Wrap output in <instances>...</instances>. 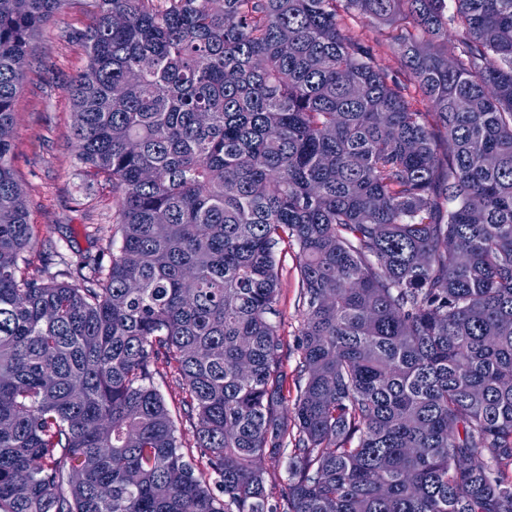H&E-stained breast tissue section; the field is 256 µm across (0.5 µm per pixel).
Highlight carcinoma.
Returning a JSON list of instances; mask_svg holds the SVG:
<instances>
[{
    "instance_id": "1",
    "label": "carcinoma",
    "mask_w": 512,
    "mask_h": 512,
    "mask_svg": "<svg viewBox=\"0 0 512 512\" xmlns=\"http://www.w3.org/2000/svg\"><path fill=\"white\" fill-rule=\"evenodd\" d=\"M69 2L0 0V512H512V0H93L73 135L122 245L60 280L29 271L12 154ZM281 242L306 298L291 412ZM343 30L352 31L363 34L368 38L372 44L379 42L380 46L378 61L383 66L392 71H397L400 68V62L397 56L388 47L384 31L373 24L368 18L361 15L345 16L342 21ZM159 369L161 374L155 376L154 385L164 397L175 421L177 433L182 435L185 446H192L194 427L192 421L190 422L186 414L180 409L179 398L181 396L179 395H182L181 389L169 368L159 364Z\"/></svg>"
}]
</instances>
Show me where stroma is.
Here are the masks:
<instances>
[{"label":"stroma","instance_id":"1","mask_svg":"<svg viewBox=\"0 0 512 512\" xmlns=\"http://www.w3.org/2000/svg\"><path fill=\"white\" fill-rule=\"evenodd\" d=\"M89 23L88 7L69 5L41 33L15 105L13 164L40 246H54L72 262L88 252L107 262L121 246L112 187L90 176L78 157L68 93L72 79L86 66L78 35ZM275 259L282 272V291L271 320L284 343V394L292 400L300 384L298 344L304 302L298 249L279 244Z\"/></svg>","mask_w":512,"mask_h":512}]
</instances>
